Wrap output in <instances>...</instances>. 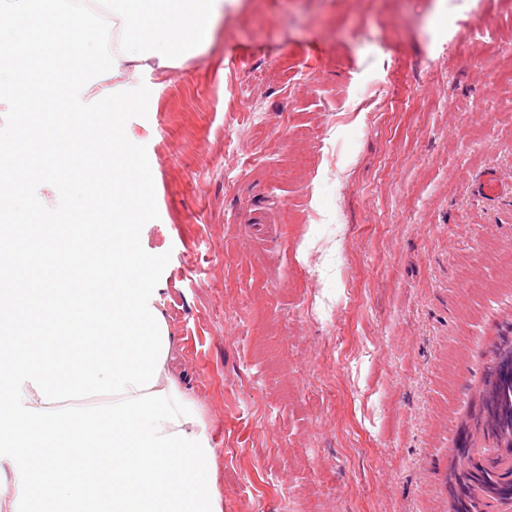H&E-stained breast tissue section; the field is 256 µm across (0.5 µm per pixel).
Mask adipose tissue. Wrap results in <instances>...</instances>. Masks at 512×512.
<instances>
[{"label":"adipose tissue","instance_id":"obj_1","mask_svg":"<svg viewBox=\"0 0 512 512\" xmlns=\"http://www.w3.org/2000/svg\"><path fill=\"white\" fill-rule=\"evenodd\" d=\"M231 0H83L95 14L117 19L110 37L112 77L129 81L142 71L177 66L206 44Z\"/></svg>","mask_w":512,"mask_h":512}]
</instances>
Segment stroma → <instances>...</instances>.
Wrapping results in <instances>:
<instances>
[{
    "mask_svg": "<svg viewBox=\"0 0 512 512\" xmlns=\"http://www.w3.org/2000/svg\"><path fill=\"white\" fill-rule=\"evenodd\" d=\"M140 81L223 512H453L512 339V0H239Z\"/></svg>",
    "mask_w": 512,
    "mask_h": 512,
    "instance_id": "35a3bbf8",
    "label": "stroma"
}]
</instances>
